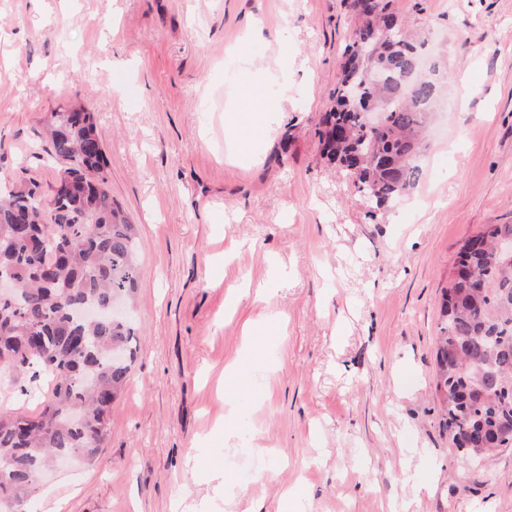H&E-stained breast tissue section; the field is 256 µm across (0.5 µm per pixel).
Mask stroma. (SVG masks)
<instances>
[{
	"instance_id": "35a3bbf8",
	"label": "stroma",
	"mask_w": 512,
	"mask_h": 512,
	"mask_svg": "<svg viewBox=\"0 0 512 512\" xmlns=\"http://www.w3.org/2000/svg\"><path fill=\"white\" fill-rule=\"evenodd\" d=\"M349 2L0 0V181L50 194L46 114L93 113L143 267L111 433L28 512H280L291 487L293 512H512V448L462 456L435 390L457 252L512 224V0H392L440 93L418 183L376 212L316 135ZM255 98L277 110L244 162Z\"/></svg>"
}]
</instances>
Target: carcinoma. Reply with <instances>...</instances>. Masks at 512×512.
Masks as SVG:
<instances>
[{"instance_id":"cac0c4a2","label":"carcinoma","mask_w":512,"mask_h":512,"mask_svg":"<svg viewBox=\"0 0 512 512\" xmlns=\"http://www.w3.org/2000/svg\"><path fill=\"white\" fill-rule=\"evenodd\" d=\"M391 0H353L362 24L344 51L323 116V152L380 208L419 178L418 133L437 95L413 71L418 45L402 32ZM381 110L367 126L365 110ZM40 149L62 164L54 195L39 184L0 188V270L17 292L0 298V387L36 397L25 383L49 380L40 410L0 413V509L27 512L40 474L60 454L91 464L109 435V413L139 350L129 318L80 321L82 307L112 309L136 300L143 268L136 225L107 187V161L94 115L51 112ZM512 224H488L461 245L448 286L436 349L442 428L458 437L493 433L502 412L499 388H512V257L491 260Z\"/></svg>"}]
</instances>
